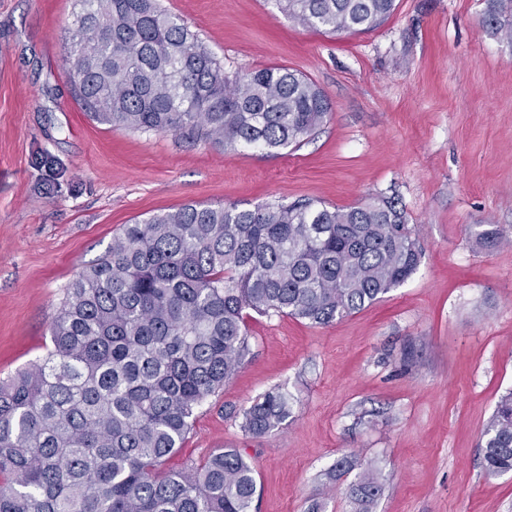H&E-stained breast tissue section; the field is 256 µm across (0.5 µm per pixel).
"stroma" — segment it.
<instances>
[{"mask_svg":"<svg viewBox=\"0 0 512 512\" xmlns=\"http://www.w3.org/2000/svg\"><path fill=\"white\" fill-rule=\"evenodd\" d=\"M160 4L226 74L287 67L331 111L273 155L97 124L70 93L74 0H0V380L46 354L76 273L124 225L195 203L392 197L417 272L327 325L248 316L249 360L161 471L235 448L255 468L253 512H351L348 458L382 474L373 512H512V472L487 475L479 448L512 389V42L483 26L490 0H396L357 33L302 27L277 0ZM40 153L62 173L51 195ZM278 388L292 417L245 433L244 410Z\"/></svg>","mask_w":512,"mask_h":512,"instance_id":"35a3bbf8","label":"stroma"}]
</instances>
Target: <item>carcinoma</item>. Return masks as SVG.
<instances>
[{
    "mask_svg": "<svg viewBox=\"0 0 512 512\" xmlns=\"http://www.w3.org/2000/svg\"><path fill=\"white\" fill-rule=\"evenodd\" d=\"M312 29L357 32L395 0H281ZM65 63L75 101L101 125L187 133L273 152L331 111L303 76L268 67L229 78L158 0H76ZM512 0L483 24L502 31ZM422 250L397 202L186 204L127 224L83 268L52 323V349L0 382V512H251L255 470L237 449L161 476L195 410L250 356L245 317L325 325L380 300L418 269ZM273 390L244 413L266 435L293 414ZM483 466L512 472V390L482 431ZM384 484L366 466L349 487L371 512Z\"/></svg>",
    "mask_w": 512,
    "mask_h": 512,
    "instance_id": "cac0c4a2",
    "label": "carcinoma"
}]
</instances>
